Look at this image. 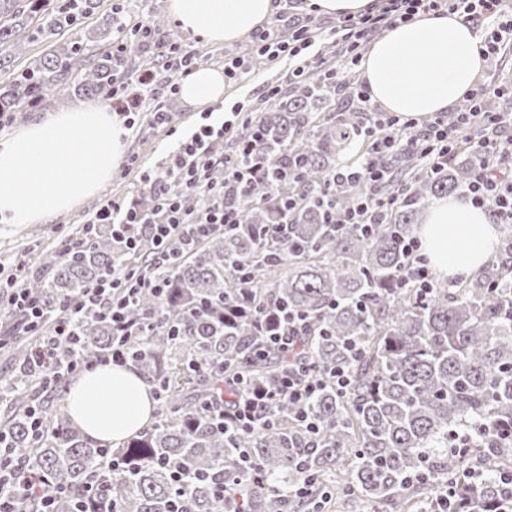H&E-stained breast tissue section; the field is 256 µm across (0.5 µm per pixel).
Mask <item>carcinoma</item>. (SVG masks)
Wrapping results in <instances>:
<instances>
[{
  "label": "carcinoma",
  "mask_w": 512,
  "mask_h": 512,
  "mask_svg": "<svg viewBox=\"0 0 512 512\" xmlns=\"http://www.w3.org/2000/svg\"><path fill=\"white\" fill-rule=\"evenodd\" d=\"M97 0H0V112L23 117L47 111L68 78L80 74V90L104 98L122 67L112 52L88 54V42L126 41L123 67L135 58L140 35L117 26L56 43L53 36L79 28ZM40 39L48 51L23 70L9 71L13 52ZM350 81L338 87L313 69L300 82L285 84L276 99L259 108L235 142L258 137L265 168L289 167L292 177H259L249 189L227 183L225 201L240 223L215 232L178 255L169 266L164 293L142 291L130 318L153 329L123 343L112 322L100 314L84 318V355L95 360L114 347L135 352L130 363L154 386L165 389L160 418L115 448L104 450L72 426L65 411L41 403L46 431L31 437L28 408L37 381L29 368V345L14 348L11 387L0 394V430L27 459L23 475L42 476L71 496H81L95 473L103 495L120 512H173L177 499L171 470L180 464L188 478L187 512H218L212 487L247 471L252 482L234 512H318L334 495L359 496L389 512H405L416 494L435 491L458 472L474 468L477 481L456 488L455 512H494L512 498V486L496 466L512 459V443L497 428L512 426V228L497 255L476 276L453 286L436 283L426 293L401 286L410 260L402 242L411 237L420 214L437 198L461 191L481 166V156L453 160L435 172L420 170L409 154L390 153L389 178L376 186L394 204L366 228L341 224L342 214L370 192L366 184L333 185L356 144L370 137L367 114L336 109ZM330 187L331 208L318 192ZM179 198L190 211L197 195L176 182L145 188L139 209L153 216L160 192ZM295 208L284 207L288 199ZM155 246L141 233L136 263L149 261ZM125 257L112 240V227L97 226L89 240L70 253L46 258L41 273L21 286L47 315L78 296ZM283 305L305 318L293 363L324 381L310 402L314 432L295 419L286 401L271 406L272 424L252 432L224 433L203 416L219 381L274 382L288 369V355L258 357L260 341L252 312ZM193 380L185 389L173 380L177 365ZM217 364L224 376L206 375ZM345 369L349 385L331 378ZM465 429L481 448L463 452L453 434ZM127 463L113 472L108 458ZM307 485L309 492L274 494L268 485Z\"/></svg>",
  "instance_id": "cac0c4a2"
}]
</instances>
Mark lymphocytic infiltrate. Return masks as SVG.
I'll return each mask as SVG.
<instances>
[{
    "instance_id": "1",
    "label": "lymphocytic infiltrate",
    "mask_w": 512,
    "mask_h": 512,
    "mask_svg": "<svg viewBox=\"0 0 512 512\" xmlns=\"http://www.w3.org/2000/svg\"><path fill=\"white\" fill-rule=\"evenodd\" d=\"M503 0H373L368 10L359 15H343L336 20H315L305 16L293 22L288 29L275 26L256 30L253 38L262 55H287L288 77H301L310 63L323 66L329 81L339 76L337 63L327 62L323 56L324 44L338 46L342 55L359 57L360 50L376 35L393 26L429 12L457 14L481 35L480 51L487 65L497 64L501 54L512 50V13L505 12ZM155 72H129L112 90V109L123 115L141 109H150L155 123L169 122L165 101L156 97ZM485 85L479 84L463 98V106L454 118L439 114L433 119L418 122L388 113H380L379 120L391 129V136L373 140L364 167L358 170L341 168L337 179L358 174L368 185H378L386 176L385 156L401 149L418 157L421 165L434 170L446 164L460 142L457 131L472 118H480L486 135L479 146L487 156L484 165L470 183L463 197L473 206L491 212L495 223L512 224V136L503 135V128L512 126V114L487 112L483 109ZM229 121L206 124L183 134L168 154L165 165L147 175L151 184L178 182L193 193L201 194L205 208L195 219H188L181 204L170 197H161L154 218L139 211L135 201L115 199L87 221L88 226L108 224L115 237L125 240L128 250H135L139 241L138 228L149 224L154 242L160 252L150 269L128 266L123 274H108L83 290L80 296L68 301L46 320L43 309L23 288H14L0 294V310L13 320L15 330L25 336L37 337L31 351V362L37 372L40 386L58 390L82 371L95 364H128V352L115 348L99 362L87 361L82 353L79 325L87 313L95 312L109 318L112 328L122 337L132 340L142 336V327L131 322L127 307L138 289L162 291L164 273L173 253L191 249L210 233L224 226L238 223L237 212L224 201L223 185L209 176L214 166H221L225 179L240 188H248L255 178L257 162L254 144L247 143L237 152L224 151V135L231 131ZM266 312H257L256 321L262 322V340L256 355L270 350H288L295 344V316L287 308H280L275 327H267ZM319 389L318 381L305 377L300 368L289 367L276 383L247 388L229 399L205 407L206 416L224 430L251 431L267 425L270 404L288 400L301 408L297 416L306 429H314L315 422L305 407ZM58 489L48 477L32 482L22 476V451L11 447L6 435L0 434V512H23L26 500L39 503V512H52Z\"/></svg>"
}]
</instances>
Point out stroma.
Segmentation results:
<instances>
[{"instance_id":"1","label":"stroma","mask_w":512,"mask_h":512,"mask_svg":"<svg viewBox=\"0 0 512 512\" xmlns=\"http://www.w3.org/2000/svg\"><path fill=\"white\" fill-rule=\"evenodd\" d=\"M121 6L129 21L135 22L152 12L167 13V0H98L85 23L92 29L110 22L114 6ZM288 75L285 60H266L264 66H251L248 72L228 79L224 92L235 103L253 108L265 85H277ZM129 134L125 138L123 161L99 192L72 212L61 215L48 224H27L15 235L0 239V283L22 280L25 273L38 271L47 252L59 249L64 241L82 229L87 218L107 200L135 199L144 186L145 171L163 165L167 153L175 144V135L167 129L153 126L151 116L138 112L129 117Z\"/></svg>"}]
</instances>
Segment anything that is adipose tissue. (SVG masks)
<instances>
[{"label": "adipose tissue", "mask_w": 512, "mask_h": 512, "mask_svg": "<svg viewBox=\"0 0 512 512\" xmlns=\"http://www.w3.org/2000/svg\"><path fill=\"white\" fill-rule=\"evenodd\" d=\"M276 0H169L183 31L205 43H232L263 25ZM484 66L479 37L455 14L428 13L400 23L372 42L359 69L373 102L407 118L447 111L473 87ZM221 70L203 68L180 83L187 105L203 108L224 98ZM436 274L451 278L479 270L493 254L497 228L488 211L457 198L438 200L417 229ZM155 408L134 371L101 366L67 393L71 419L101 444L123 441L145 427Z\"/></svg>", "instance_id": "obj_1"}]
</instances>
